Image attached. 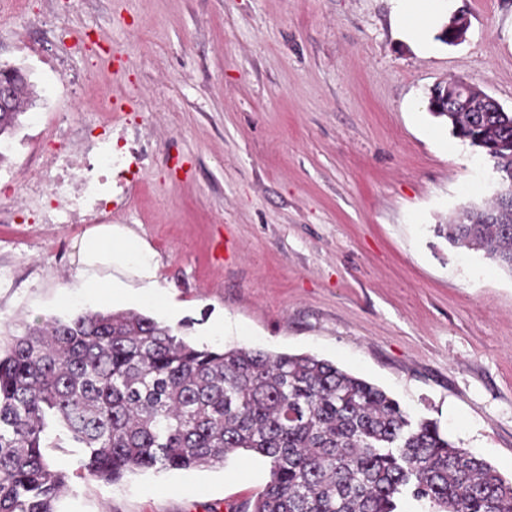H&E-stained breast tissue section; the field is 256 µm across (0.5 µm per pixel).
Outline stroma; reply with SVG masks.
Wrapping results in <instances>:
<instances>
[{
    "mask_svg": "<svg viewBox=\"0 0 512 512\" xmlns=\"http://www.w3.org/2000/svg\"><path fill=\"white\" fill-rule=\"evenodd\" d=\"M426 41L390 0H0V65L29 112L0 158V339L80 309L134 310L213 348L310 353L377 385L512 480V275L435 233L489 202L492 169L429 110L452 77L512 112V0H447ZM469 29L440 39L451 15ZM137 161L110 213L158 263L105 303L82 224H49L57 145ZM89 223V224H90ZM57 512H234L268 465L146 470L117 486L59 458Z\"/></svg>",
    "mask_w": 512,
    "mask_h": 512,
    "instance_id": "stroma-1",
    "label": "stroma"
}]
</instances>
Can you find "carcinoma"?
Here are the masks:
<instances>
[{
	"label": "carcinoma",
	"mask_w": 512,
	"mask_h": 512,
	"mask_svg": "<svg viewBox=\"0 0 512 512\" xmlns=\"http://www.w3.org/2000/svg\"><path fill=\"white\" fill-rule=\"evenodd\" d=\"M14 111L27 104L18 78ZM430 111L512 186V112ZM492 201L435 231L512 274V222ZM107 484L134 470L224 465L239 450L269 464V481L237 512H512V482L456 445L432 419L314 355L216 350L132 311L52 317L0 347V512H56L69 476L54 453Z\"/></svg>",
	"instance_id": "cac0c4a2"
}]
</instances>
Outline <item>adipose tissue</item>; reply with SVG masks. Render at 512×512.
<instances>
[{
  "label": "adipose tissue",
  "instance_id": "ef3b65f1",
  "mask_svg": "<svg viewBox=\"0 0 512 512\" xmlns=\"http://www.w3.org/2000/svg\"><path fill=\"white\" fill-rule=\"evenodd\" d=\"M437 0H392L394 13L406 34L419 38L437 19ZM80 286L103 299L122 296L125 286L114 278L112 268H130L144 287L154 285L155 254L136 236L110 224H98L85 231L77 246Z\"/></svg>",
  "mask_w": 512,
  "mask_h": 512
}]
</instances>
